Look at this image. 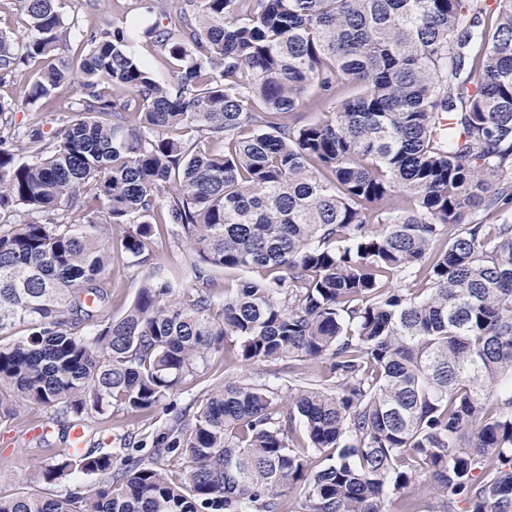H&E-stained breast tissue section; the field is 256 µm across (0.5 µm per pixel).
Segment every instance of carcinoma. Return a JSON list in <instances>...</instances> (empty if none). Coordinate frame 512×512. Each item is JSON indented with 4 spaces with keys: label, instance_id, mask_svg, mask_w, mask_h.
<instances>
[{
    "label": "carcinoma",
    "instance_id": "1",
    "mask_svg": "<svg viewBox=\"0 0 512 512\" xmlns=\"http://www.w3.org/2000/svg\"><path fill=\"white\" fill-rule=\"evenodd\" d=\"M17 2L0 76L45 65L0 97L38 117L0 122V423L89 442L231 347L277 384L213 386L147 461L64 453L33 482L93 488L0 512H512V0H179L150 31L171 84L122 28L64 56L57 0ZM163 232L191 261L112 315L114 250L142 269Z\"/></svg>",
    "mask_w": 512,
    "mask_h": 512
}]
</instances>
